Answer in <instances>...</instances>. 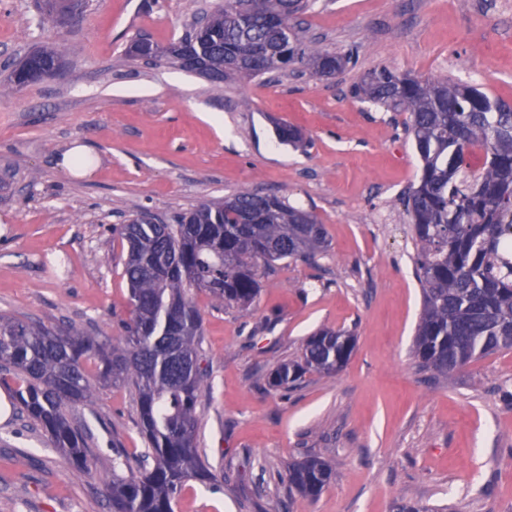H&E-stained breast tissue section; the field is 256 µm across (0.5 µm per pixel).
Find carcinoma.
I'll use <instances>...</instances> for the list:
<instances>
[{
    "mask_svg": "<svg viewBox=\"0 0 512 512\" xmlns=\"http://www.w3.org/2000/svg\"><path fill=\"white\" fill-rule=\"evenodd\" d=\"M304 0H224L178 41L161 47L131 41L127 56L165 57L178 67L194 55L207 63L210 82L285 71L300 64L315 74L344 69L346 56L305 43L296 28ZM56 45L23 58L9 82L38 66L48 73L61 60ZM356 97L408 115L405 130L419 157L417 184L403 197L416 241L415 274L422 309L413 353L419 367L448 375L501 350H512V105L481 87L446 78L365 72ZM277 139L294 147L303 133L276 124ZM126 250L124 276L130 317L123 344L75 329L54 330L0 315V380L12 378L21 414L64 462L87 470L88 433L68 408L92 403L93 380L125 383L136 395L145 448L112 474V512H174L190 481L216 475L199 454V398L207 383L201 367L202 314L191 291L247 310L266 270L278 261L310 260L327 248L314 215L284 196L241 191L182 214L175 224L134 218L118 229ZM355 346L354 336L323 326L296 360L279 363L268 384L291 390L307 373L336 374ZM333 470L317 457L288 466V486L317 497Z\"/></svg>",
    "mask_w": 512,
    "mask_h": 512,
    "instance_id": "1",
    "label": "carcinoma"
}]
</instances>
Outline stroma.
<instances>
[{"label":"stroma","mask_w":512,"mask_h":512,"mask_svg":"<svg viewBox=\"0 0 512 512\" xmlns=\"http://www.w3.org/2000/svg\"><path fill=\"white\" fill-rule=\"evenodd\" d=\"M215 2L90 0L51 27L36 0H0V314L120 341L130 304L113 225L143 211L171 224L247 189L285 196L325 224L329 246L276 263L250 313L194 293L207 372L197 443L221 486L189 482L175 512H512V350L436 379L419 369L421 291L399 201L419 162L405 113L353 94L385 66L512 103V0H310L304 41L358 53L330 77L216 85L126 57L136 36L168 44ZM46 43L66 48L61 76L6 88L12 63ZM281 121L309 147L279 143ZM77 145L92 152L82 176L60 165ZM323 326L354 333L345 368L271 389L276 364ZM69 414L90 435V470L64 465L0 383V512H110L113 466L144 447L134 391L98 387ZM305 456L334 471L314 499L287 487Z\"/></svg>","instance_id":"1"}]
</instances>
